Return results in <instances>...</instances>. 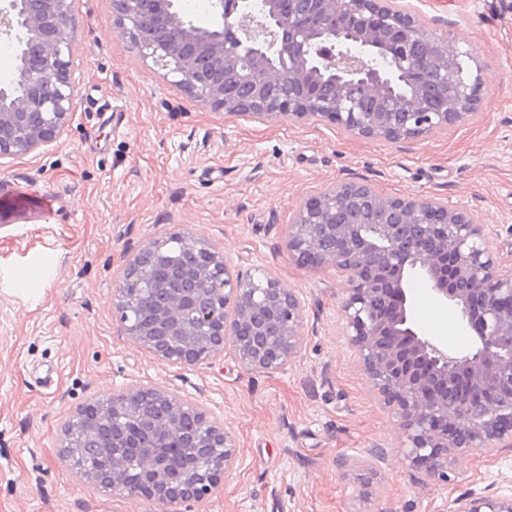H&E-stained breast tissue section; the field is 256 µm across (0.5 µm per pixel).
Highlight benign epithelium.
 Here are the masks:
<instances>
[{"instance_id":"1","label":"benign epithelium","mask_w":512,"mask_h":512,"mask_svg":"<svg viewBox=\"0 0 512 512\" xmlns=\"http://www.w3.org/2000/svg\"><path fill=\"white\" fill-rule=\"evenodd\" d=\"M214 28L186 21L175 0H112L116 25L143 57L214 110L275 120L328 121L363 138L414 140L476 119L483 82L467 78L458 43L429 30L391 0H264L258 15L238 0H211ZM70 0H4L0 36L16 43L22 91L0 86V157L36 150L65 131L77 93L71 71ZM369 51L393 64L377 69ZM238 83L224 90L212 70ZM408 86L402 94L394 78ZM288 86L285 98L271 90ZM206 256L183 287L162 289L155 323L126 334L163 360L193 366L229 352L241 367L282 372L301 354L303 308L295 291L264 273L232 267L201 237L173 233L130 259L124 276L173 248ZM300 264L331 267L346 285L345 333L369 386L399 417L397 448L429 479L448 480V461L469 448H512V267L494 231L432 196H393L366 181H340L306 198L288 227ZM455 307L473 346L455 351L419 333L409 277ZM112 426L105 465L81 469L114 497L151 500L163 512L200 501L234 468V436L199 405L154 388L94 403ZM204 457L207 465L188 462ZM448 512H512V494L459 497Z\"/></svg>"}]
</instances>
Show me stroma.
Here are the masks:
<instances>
[{
	"mask_svg": "<svg viewBox=\"0 0 512 512\" xmlns=\"http://www.w3.org/2000/svg\"><path fill=\"white\" fill-rule=\"evenodd\" d=\"M400 2L484 67L473 123L388 142L216 111L141 56L112 0H71V122L56 142L0 158V512H159L113 498L61 454L84 405L139 386L199 404L237 438L226 481L181 512H448L457 497L512 488V449L473 448L448 481L419 480L395 447L398 416L345 336L341 277L300 266L286 246L307 197L365 179L466 208L507 239L512 266V0ZM15 191L53 194L55 209L24 207ZM172 231L299 293L307 346L288 372L228 356L186 366L129 339L114 308L122 269ZM408 287L424 336L466 349L470 335L447 330L454 309L420 278Z\"/></svg>",
	"mask_w": 512,
	"mask_h": 512,
	"instance_id": "stroma-1",
	"label": "stroma"
}]
</instances>
